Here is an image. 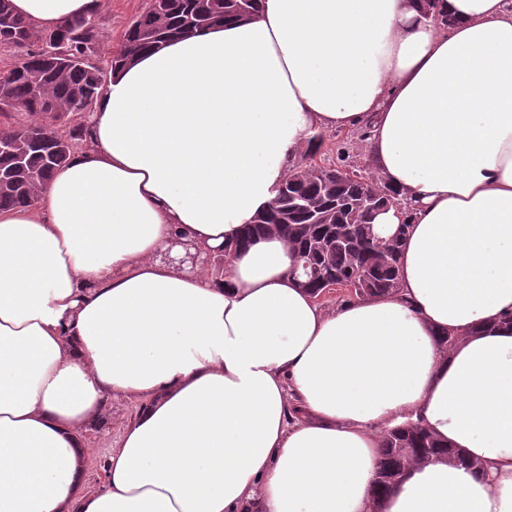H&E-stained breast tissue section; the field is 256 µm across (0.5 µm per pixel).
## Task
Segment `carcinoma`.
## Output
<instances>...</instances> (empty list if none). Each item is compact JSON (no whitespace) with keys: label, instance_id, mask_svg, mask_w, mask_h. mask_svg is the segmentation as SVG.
I'll list each match as a JSON object with an SVG mask.
<instances>
[{"label":"carcinoma","instance_id":"cac0c4a2","mask_svg":"<svg viewBox=\"0 0 512 512\" xmlns=\"http://www.w3.org/2000/svg\"><path fill=\"white\" fill-rule=\"evenodd\" d=\"M256 11L257 0H151L125 32L120 49L101 66L92 59L99 34L96 16L74 18L46 33L16 15L10 0H0V44L19 50L18 62L0 72V119L11 121L0 149V210L38 204V187L71 156L67 142L87 140L81 118L113 71L168 40L250 18ZM314 140L316 147L292 166L276 198L224 252L234 253L274 232L315 268V276L301 278L314 296L324 288L325 277L358 281L348 294L352 299L396 292L407 225L383 238L373 221L386 201L396 200L397 191L319 164L315 157L322 140ZM443 459L477 467L419 424L384 429L373 499L378 502L397 487L411 467Z\"/></svg>","mask_w":512,"mask_h":512}]
</instances>
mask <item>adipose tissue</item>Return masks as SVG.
I'll return each mask as SVG.
<instances>
[{"instance_id": "adipose-tissue-1", "label": "adipose tissue", "mask_w": 512, "mask_h": 512, "mask_svg": "<svg viewBox=\"0 0 512 512\" xmlns=\"http://www.w3.org/2000/svg\"><path fill=\"white\" fill-rule=\"evenodd\" d=\"M11 5L49 30L101 0ZM84 122L39 206L0 210V512H512V0H259L131 60ZM353 128L399 192L397 292L324 308L274 234L220 277L162 260L222 251ZM116 398L140 409L92 489ZM408 421L479 467L373 501Z\"/></svg>"}]
</instances>
